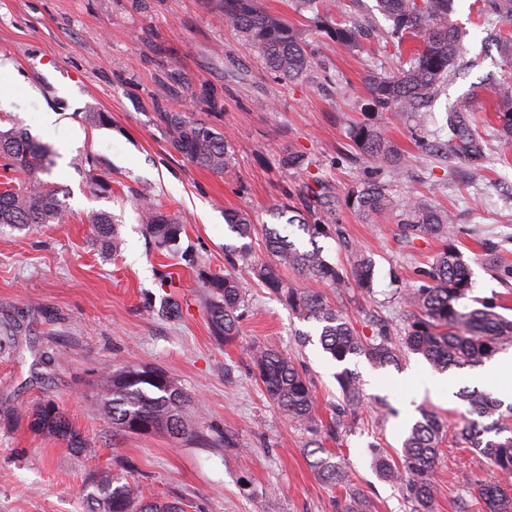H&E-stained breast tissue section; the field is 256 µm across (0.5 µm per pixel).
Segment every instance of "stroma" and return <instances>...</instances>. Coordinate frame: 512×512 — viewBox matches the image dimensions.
<instances>
[{"label": "stroma", "instance_id": "1", "mask_svg": "<svg viewBox=\"0 0 512 512\" xmlns=\"http://www.w3.org/2000/svg\"><path fill=\"white\" fill-rule=\"evenodd\" d=\"M265 4L301 32L317 62L312 76L278 80L209 0H0V66L14 73L0 88V127L23 125L50 147L44 178L65 187L69 209L62 224L0 231V406L13 411L0 416V512H88L83 488L99 471L137 481L146 495L182 502L187 512H336L345 490L314 475L306 432L265 398L249 368L255 344L294 357L325 425L341 398L336 372L358 373L368 403L354 432L325 446L345 459L372 512H410V505L398 485L376 475L370 445L399 452L404 419L425 411L459 428L470 410L458 396L462 387L497 397L512 391V380L490 383L478 368L450 371L441 390L423 391L418 383L433 370L420 356L382 369L362 357L342 365L319 346L301 345L300 322L251 272L271 259L259 230L237 266L240 334L228 343L213 335L205 280L224 272L225 246L241 243L225 210L269 224L286 191L306 186L332 195L341 233L318 240L329 261L348 268L355 247L373 263L372 291L329 288L326 297L357 322L375 316L402 326L401 290L445 242L406 234L397 210L373 217L358 211L350 195L371 173L349 137L355 125L378 129L404 156L401 171L376 174L392 199L419 196L452 211L465 229L456 246L472 268L475 296L512 309V278L502 273L512 268V139L497 125L500 96L484 82L491 72L512 88V66L484 45L491 32H512V23L481 15L474 0H456L451 20L474 65L449 81L420 128L367 108L366 77L397 71L410 53L387 39L391 22L375 11V0H320L314 12L294 0ZM325 16L363 25L369 35L340 48L320 26ZM466 97L483 143L475 162L436 147L448 138L449 108ZM164 110L188 112L228 135L238 182L178 153L157 118ZM48 111L58 115L51 130L42 126ZM89 112L100 121L87 122ZM290 153L308 158L302 177L283 166ZM95 177L109 191H94ZM145 197L183 224L175 251L143 232ZM100 212L112 216L121 242L112 255L94 240L90 219ZM490 249L501 270L487 264ZM130 363L162 367L196 401L203 441L119 432L93 409L101 368ZM45 400L67 414L85 452L30 430L29 415ZM228 435L236 447H225ZM489 468L468 449L443 447L434 512H483L475 489Z\"/></svg>", "mask_w": 512, "mask_h": 512}]
</instances>
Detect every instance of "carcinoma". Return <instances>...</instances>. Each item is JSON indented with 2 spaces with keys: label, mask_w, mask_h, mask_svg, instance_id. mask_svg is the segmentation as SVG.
I'll return each instance as SVG.
<instances>
[{
  "label": "carcinoma",
  "mask_w": 512,
  "mask_h": 512,
  "mask_svg": "<svg viewBox=\"0 0 512 512\" xmlns=\"http://www.w3.org/2000/svg\"><path fill=\"white\" fill-rule=\"evenodd\" d=\"M376 2L377 9L392 21L390 40L399 45L412 41L415 49L406 67L397 74L368 78V109L409 114L416 125L422 126L427 119L422 109L455 74L462 58L461 33L450 21L454 0ZM480 2L487 14L512 22V0ZM211 5L224 16V26L250 45L278 78L293 81L314 71V57L300 32L263 7L261 0H211ZM325 33L347 49L354 47L359 37L358 30L339 24L327 25ZM466 111L468 106L464 102L455 106L448 123V146L452 155L470 159L480 152V147L471 133ZM158 116L171 146L189 162L227 180L238 178L236 155L224 133L192 119L187 112L165 111ZM349 135L369 159L372 172L403 166L401 155L378 130L356 125ZM48 165V148L37 142L26 128L14 125L0 130V168L13 173L6 186L0 188V226L30 229L65 221L67 211L60 198L63 190L39 177ZM354 203L367 215L381 213L392 205L384 185L373 177L364 181ZM325 205L326 201L319 196L304 195L297 203L291 201L273 208L274 217L286 219V224L309 236L311 248L298 247L277 228L264 224L262 231L273 261L252 267V272L294 317L315 324L318 343L333 360L343 363L363 357L378 368H398L405 356L413 353L421 355L435 371L443 374L453 369L481 367L512 346V319L497 312V305L471 297V266L451 244L460 233L454 215L432 208L419 197L400 204V223L404 230L414 236L445 238L450 244L421 273L420 283L403 292L404 303L413 309L404 327L394 330L370 320L372 335L368 336L322 293L288 285L281 275L283 268L331 288L344 286L350 280L358 288L371 286V260L359 251L350 253V268L344 273L324 256L317 238L331 235L336 224ZM140 211L145 233L158 247L175 249L183 230L178 218L150 199L141 201ZM224 221L241 239L251 237L257 230L251 216L244 211L226 210ZM91 224L101 247L117 252L120 242L112 217L98 213ZM224 251L229 268L222 275L210 277L205 287L211 292L207 314L214 335L230 341L240 334L238 311L244 299L235 270L236 261L247 254V245H226ZM248 358L253 377L269 401L309 434L305 448L318 479L334 486L347 485L343 461L324 446L306 374L287 354L276 349L253 345ZM155 372L153 376L149 367L137 364L102 371L96 381L97 411L124 432L137 424L144 433L163 431L176 437H194L192 402L165 371L157 368ZM336 382L345 415L337 416L330 432L339 440L350 430L357 412L364 408L366 395L358 373L347 367L336 373ZM458 395L468 402L472 414L462 429L449 436L443 421L423 412L421 419L407 431L399 458L387 454L378 445L371 446L372 466L382 479L400 486L412 512H432L440 447L447 440L463 441L488 459L493 468L494 476L476 487V496L485 512H512V495L498 480L500 475L512 476V404L506 406L477 387H463ZM43 407L41 403L32 411L30 429L84 450V440L65 413L55 404L48 413L42 412ZM86 498L92 504V512H185L177 503L148 499L138 483L108 472H99L91 479ZM336 508L337 512H371L370 502L353 488L337 501Z\"/></svg>",
  "instance_id": "1"
}]
</instances>
